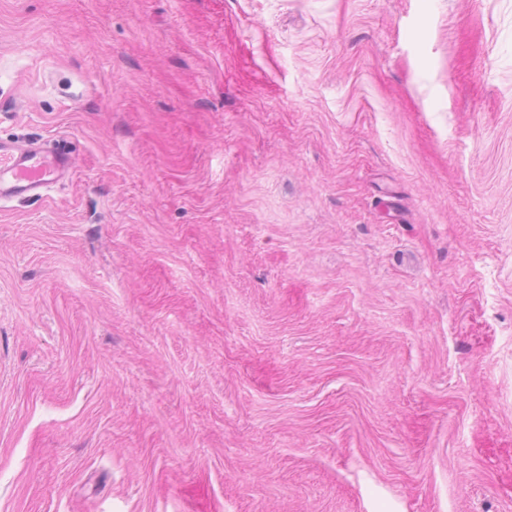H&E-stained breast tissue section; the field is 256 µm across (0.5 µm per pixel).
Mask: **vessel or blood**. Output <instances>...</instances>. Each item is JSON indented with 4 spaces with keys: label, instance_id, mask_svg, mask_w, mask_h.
<instances>
[{
    "label": "vessel or blood",
    "instance_id": "obj_1",
    "mask_svg": "<svg viewBox=\"0 0 512 512\" xmlns=\"http://www.w3.org/2000/svg\"><path fill=\"white\" fill-rule=\"evenodd\" d=\"M76 169L73 152L29 140L0 138V204L42 199Z\"/></svg>",
    "mask_w": 512,
    "mask_h": 512
}]
</instances>
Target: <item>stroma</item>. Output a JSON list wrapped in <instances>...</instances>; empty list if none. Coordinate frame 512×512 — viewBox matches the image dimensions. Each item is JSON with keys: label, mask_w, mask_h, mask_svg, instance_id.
Instances as JSON below:
<instances>
[{"label": "stroma", "mask_w": 512, "mask_h": 512, "mask_svg": "<svg viewBox=\"0 0 512 512\" xmlns=\"http://www.w3.org/2000/svg\"><path fill=\"white\" fill-rule=\"evenodd\" d=\"M0 512H512V0H0ZM76 169L73 152L40 141L0 138V204L40 200Z\"/></svg>", "instance_id": "1"}]
</instances>
